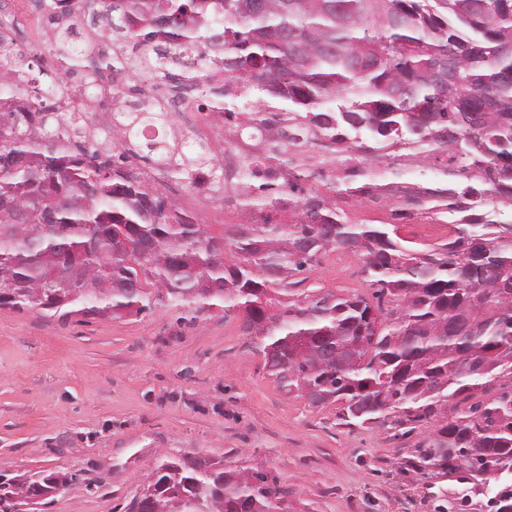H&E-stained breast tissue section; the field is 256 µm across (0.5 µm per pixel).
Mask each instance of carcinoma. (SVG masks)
Returning <instances> with one entry per match:
<instances>
[{
    "label": "carcinoma",
    "mask_w": 512,
    "mask_h": 512,
    "mask_svg": "<svg viewBox=\"0 0 512 512\" xmlns=\"http://www.w3.org/2000/svg\"><path fill=\"white\" fill-rule=\"evenodd\" d=\"M49 42L67 97L24 68L28 49L0 22V307L112 316L158 305L236 315L265 373L312 407L336 403L348 425L409 426L455 411L408 465L479 474L512 467V392L459 409L512 375V0H77L80 19L112 39L91 55L80 28ZM198 65L178 69L183 49ZM447 78L434 71L448 58ZM140 73L144 105L96 133L90 111L121 103ZM205 97L235 145L265 134L262 156L241 157V222L211 235L159 179L215 195L228 175L216 155L186 154L164 135L179 88ZM254 93L248 112L225 106ZM320 146L332 170L293 154ZM431 171L430 183L409 182ZM370 197L431 213L448 239L418 246L394 224H354L343 204ZM27 210L16 221V209ZM362 263L372 299L297 292L291 278L321 254ZM73 477L39 471L3 490L63 489ZM125 512H284L288 490L257 467L160 457Z\"/></svg>",
    "instance_id": "cac0c4a2"
}]
</instances>
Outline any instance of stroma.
<instances>
[{"instance_id": "stroma-1", "label": "stroma", "mask_w": 512, "mask_h": 512, "mask_svg": "<svg viewBox=\"0 0 512 512\" xmlns=\"http://www.w3.org/2000/svg\"><path fill=\"white\" fill-rule=\"evenodd\" d=\"M19 43L45 46L40 0H0ZM165 195L221 234L241 215L209 189L165 182ZM358 258L322 254L301 289L370 297ZM160 307L121 319L0 307V471L72 472L44 512H124L161 455L261 467L288 490L290 512H491L456 475L409 467L438 425L401 436L349 426L335 405L285 395L246 346L237 318L176 325Z\"/></svg>"}]
</instances>
